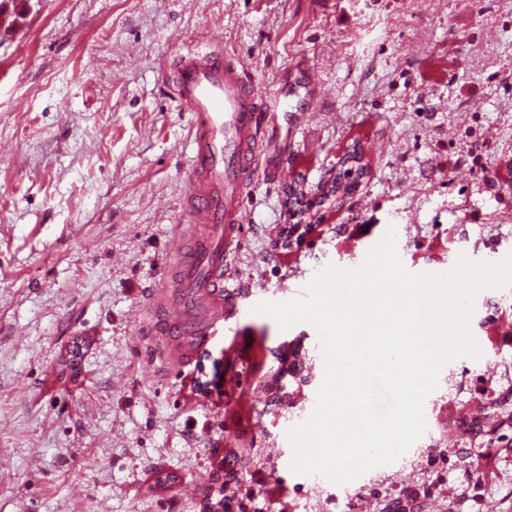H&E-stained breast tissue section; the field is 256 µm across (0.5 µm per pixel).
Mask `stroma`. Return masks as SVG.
<instances>
[{
    "instance_id": "35a3bbf8",
    "label": "stroma",
    "mask_w": 512,
    "mask_h": 512,
    "mask_svg": "<svg viewBox=\"0 0 512 512\" xmlns=\"http://www.w3.org/2000/svg\"><path fill=\"white\" fill-rule=\"evenodd\" d=\"M212 44L265 94L269 146L238 309L182 362L164 325L195 145L166 76ZM356 142L364 178L280 244L286 183L316 189ZM391 226L416 270L512 253V0H0V512H203L215 492L223 512H512V444L471 426L512 398V285L477 293L482 355L442 368L394 463L345 485L290 468L322 344L252 308L359 267ZM284 348L308 382L266 408Z\"/></svg>"
}]
</instances>
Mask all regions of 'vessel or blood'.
<instances>
[{
    "label": "vessel or blood",
    "mask_w": 512,
    "mask_h": 512,
    "mask_svg": "<svg viewBox=\"0 0 512 512\" xmlns=\"http://www.w3.org/2000/svg\"><path fill=\"white\" fill-rule=\"evenodd\" d=\"M173 86L192 116L196 144L187 218L207 229L180 262V315L166 325L185 359L236 309L235 294L224 290V263L245 221L243 199L263 154L268 117L251 75L219 45L177 54Z\"/></svg>",
    "instance_id": "b4317fda"
}]
</instances>
